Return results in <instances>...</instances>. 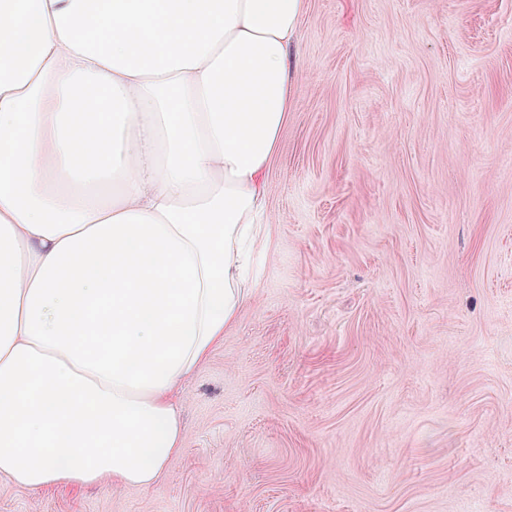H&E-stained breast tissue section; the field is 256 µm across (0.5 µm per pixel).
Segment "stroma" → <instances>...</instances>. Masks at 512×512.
Returning a JSON list of instances; mask_svg holds the SVG:
<instances>
[{"instance_id": "35a3bbf8", "label": "stroma", "mask_w": 512, "mask_h": 512, "mask_svg": "<svg viewBox=\"0 0 512 512\" xmlns=\"http://www.w3.org/2000/svg\"><path fill=\"white\" fill-rule=\"evenodd\" d=\"M258 283L147 488L0 512H512V0H310Z\"/></svg>"}]
</instances>
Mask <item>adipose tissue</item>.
Here are the masks:
<instances>
[{
  "label": "adipose tissue",
  "mask_w": 512,
  "mask_h": 512,
  "mask_svg": "<svg viewBox=\"0 0 512 512\" xmlns=\"http://www.w3.org/2000/svg\"><path fill=\"white\" fill-rule=\"evenodd\" d=\"M309 0H0V476L148 487L224 341Z\"/></svg>",
  "instance_id": "adipose-tissue-1"
}]
</instances>
